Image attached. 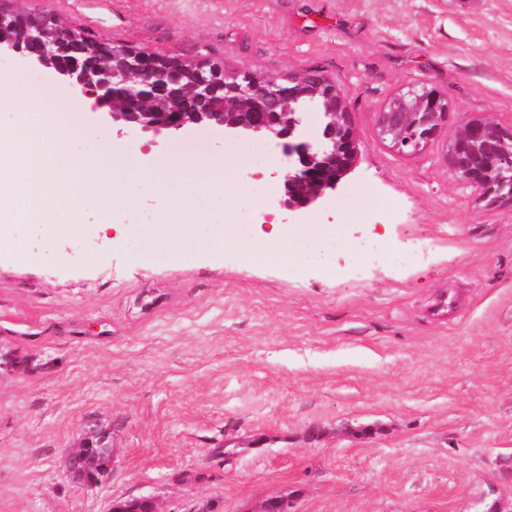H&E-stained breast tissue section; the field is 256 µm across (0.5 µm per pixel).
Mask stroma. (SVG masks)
Masks as SVG:
<instances>
[{"label": "stroma", "mask_w": 512, "mask_h": 512, "mask_svg": "<svg viewBox=\"0 0 512 512\" xmlns=\"http://www.w3.org/2000/svg\"><path fill=\"white\" fill-rule=\"evenodd\" d=\"M62 26L148 52L285 77L314 69L349 100L358 164L309 207L279 203L276 143L124 140L140 165L173 146L232 160L249 214L197 228L188 261L143 259L155 201L128 235H60L61 260L27 225L0 243V512H109L153 497L159 512H255L288 494L295 512H496L512 501V204L483 205L445 159L473 119L512 128V0H15ZM38 112L76 92L23 59L0 80ZM449 107L442 137L413 154L377 133L407 87ZM260 153L263 193L252 192ZM284 225L300 250L331 239L335 270L246 256L247 216ZM424 256L366 262V224ZM227 246L214 255V236ZM104 431L106 482L70 480L81 434Z\"/></svg>", "instance_id": "stroma-1"}]
</instances>
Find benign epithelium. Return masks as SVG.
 <instances>
[{
    "label": "benign epithelium",
    "mask_w": 512,
    "mask_h": 512,
    "mask_svg": "<svg viewBox=\"0 0 512 512\" xmlns=\"http://www.w3.org/2000/svg\"><path fill=\"white\" fill-rule=\"evenodd\" d=\"M71 29L64 27L56 31L54 40L41 47L42 31L38 26H22L14 33L0 36V54L7 53L29 61L33 66L53 72L62 82L82 93L97 96L90 86L91 75L77 63L63 64L62 56L68 52ZM132 65L141 82L160 83L176 75L169 64L158 57L144 62V57L129 53ZM212 64L207 59L194 61L188 95L199 99L203 108L197 112H181L168 98H158L149 105V112L135 108L127 112L110 109L106 112L112 128L119 133H136L157 138L184 132L203 122L224 127V131L240 137L271 139L288 157V172L282 179L281 205L296 212L311 205L329 191L336 190L339 182L353 168L358 150L354 145H343L340 137L344 127H353L346 94L330 89L323 94L327 110L321 113L320 134L315 142L302 135L303 110L298 106V97L283 90V82L277 78L261 76L246 68L224 70V89L234 102L245 107L243 112L227 111L226 102L210 101ZM428 129L427 136L436 139L442 133L447 114L438 112H410V107L384 110L378 114L377 131L382 137L395 133L410 117ZM448 166L460 182L486 199L483 182L472 179L468 161L454 148L447 153ZM70 477L83 485H98L105 481L112 470V457L98 458L94 442L81 440L66 462ZM148 512H158L152 497H136L132 500L112 504L116 512H139L141 505Z\"/></svg>",
    "instance_id": "obj_1"
}]
</instances>
